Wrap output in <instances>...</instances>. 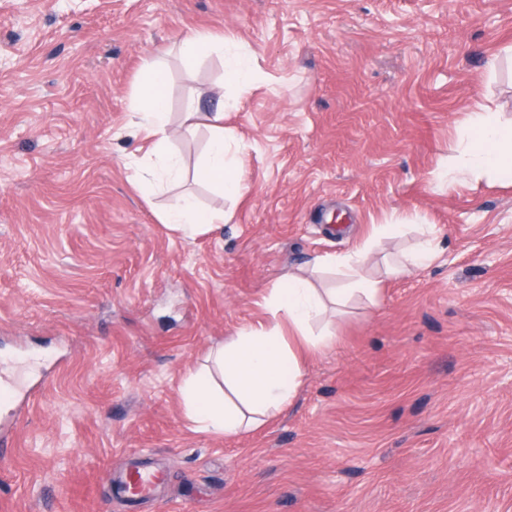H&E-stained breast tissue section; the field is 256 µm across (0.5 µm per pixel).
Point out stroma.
<instances>
[{
  "label": "stroma",
  "instance_id": "35a3bbf8",
  "mask_svg": "<svg viewBox=\"0 0 512 512\" xmlns=\"http://www.w3.org/2000/svg\"><path fill=\"white\" fill-rule=\"evenodd\" d=\"M191 31L221 55L183 61ZM163 62L188 166L224 109L248 190L187 181L146 198L131 163L148 60ZM485 105L512 120V0H0V512H512V183L451 180ZM185 193L228 213L192 238ZM379 224L372 300L328 304L293 402L234 437L196 430L179 387L273 288ZM435 259L385 277L425 243ZM163 479L140 502L133 464ZM251 69L250 58L247 55L231 53L224 60L225 82L235 85L240 93H246L250 85ZM161 224H170L185 237H193L210 224H223L224 212H214L200 208L192 196L185 195L179 203L164 210Z\"/></svg>",
  "mask_w": 512,
  "mask_h": 512
}]
</instances>
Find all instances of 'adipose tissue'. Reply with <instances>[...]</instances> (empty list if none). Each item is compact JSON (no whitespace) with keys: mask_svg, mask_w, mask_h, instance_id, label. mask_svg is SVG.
I'll list each match as a JSON object with an SVG mask.
<instances>
[{"mask_svg":"<svg viewBox=\"0 0 512 512\" xmlns=\"http://www.w3.org/2000/svg\"><path fill=\"white\" fill-rule=\"evenodd\" d=\"M179 51L189 62L224 54L225 81L240 92H247L250 59L238 52L225 53L223 38L208 32H192L181 40ZM131 109L143 131L152 138V152L158 159L157 164L139 167L138 187L149 191L163 182L180 180L184 169L170 151L173 131L166 73L158 62H146ZM183 125L189 130L202 127L208 132L206 156L195 171L196 179L214 183L225 196H243L247 186L240 162L230 155L232 136L224 128L223 108L212 112L187 108ZM460 150L469 172H490L497 178L512 180V124L498 122L488 108L472 112ZM159 221L176 228L183 236L192 237L205 226L223 223L224 215L200 208L192 196L186 195L164 210ZM371 252L372 244L367 241L354 252L331 258V265L342 269L347 277L343 287L334 290V300L355 295L372 299L378 295V281L362 274ZM271 305L278 312V319L229 337L214 351L213 369H202L186 377L182 397L189 418L201 430L233 437L266 423L296 396L303 383L305 356L333 344L331 336L308 333L312 318L326 310L319 289L309 278L289 276L273 290Z\"/></svg>","mask_w":512,"mask_h":512,"instance_id":"adipose-tissue-1","label":"adipose tissue"}]
</instances>
